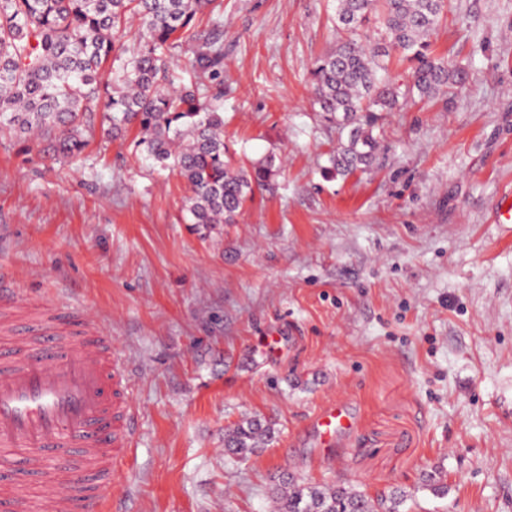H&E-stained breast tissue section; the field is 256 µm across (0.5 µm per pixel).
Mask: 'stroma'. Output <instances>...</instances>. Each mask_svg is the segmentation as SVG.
I'll return each instance as SVG.
<instances>
[{
  "instance_id": "1",
  "label": "stroma",
  "mask_w": 512,
  "mask_h": 512,
  "mask_svg": "<svg viewBox=\"0 0 512 512\" xmlns=\"http://www.w3.org/2000/svg\"><path fill=\"white\" fill-rule=\"evenodd\" d=\"M332 0H216L224 142L276 157L273 191L198 232L186 184L136 131L51 163L0 133V287L94 318L133 380V444L109 512H269L277 475L395 487L409 512H512V0H448L435 54L455 100L385 113L373 166L333 177L336 128L311 68L335 48ZM356 430L326 454L331 400ZM276 440L240 461L224 429ZM441 472L448 494L422 486ZM259 437L263 439L260 441ZM276 439V430L271 421L250 417L243 418L224 429V452L238 460H247L262 445H270Z\"/></svg>"
}]
</instances>
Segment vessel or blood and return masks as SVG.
<instances>
[{
  "instance_id": "b4317fda",
  "label": "vessel or blood",
  "mask_w": 512,
  "mask_h": 512,
  "mask_svg": "<svg viewBox=\"0 0 512 512\" xmlns=\"http://www.w3.org/2000/svg\"><path fill=\"white\" fill-rule=\"evenodd\" d=\"M9 295L0 290V512H103L131 444L129 375L103 328L63 324L36 298L19 315ZM314 423L329 446L353 420L336 400ZM34 458L50 477L43 498L15 477Z\"/></svg>"
}]
</instances>
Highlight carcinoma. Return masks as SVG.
Masks as SVG:
<instances>
[{
  "mask_svg": "<svg viewBox=\"0 0 512 512\" xmlns=\"http://www.w3.org/2000/svg\"><path fill=\"white\" fill-rule=\"evenodd\" d=\"M213 0H0V130L29 138L52 162L88 145V117L105 112L112 136L134 126L153 163L185 179L186 221L207 229L235 224L255 191L271 188L275 156L246 169L224 146V37L221 21L196 33ZM446 0H336V31L346 34L312 69L314 104L346 138L328 171L346 177L373 164L382 135L378 113L455 95L467 72L438 56L430 36ZM139 22L131 31L132 19ZM193 43L188 82L173 87L164 50ZM408 64L402 87L392 61ZM276 439L274 424L244 418L224 429V452L246 460ZM435 496L448 485L423 476ZM279 512H407L408 494L372 497L347 485H318L283 475L270 489Z\"/></svg>",
  "mask_w": 512,
  "mask_h": 512,
  "instance_id": "cac0c4a2",
  "label": "carcinoma"
}]
</instances>
